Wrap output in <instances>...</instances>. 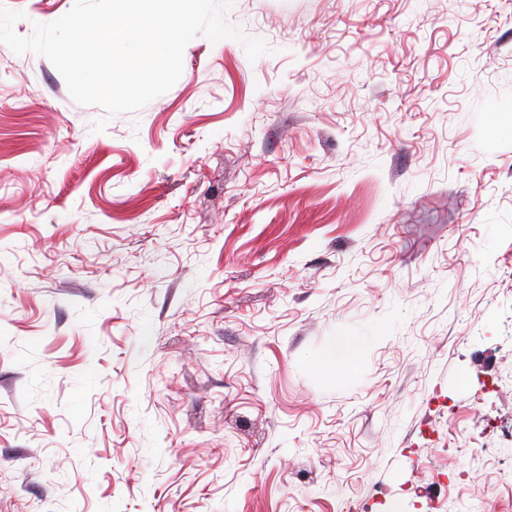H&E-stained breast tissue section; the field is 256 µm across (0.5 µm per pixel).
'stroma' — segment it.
<instances>
[{
	"label": "stroma",
	"instance_id": "35a3bbf8",
	"mask_svg": "<svg viewBox=\"0 0 512 512\" xmlns=\"http://www.w3.org/2000/svg\"><path fill=\"white\" fill-rule=\"evenodd\" d=\"M228 19L112 116L0 43V512H512V0ZM363 343V339L359 336H338L326 350L325 360L344 369H350L354 365Z\"/></svg>",
	"mask_w": 512,
	"mask_h": 512
}]
</instances>
